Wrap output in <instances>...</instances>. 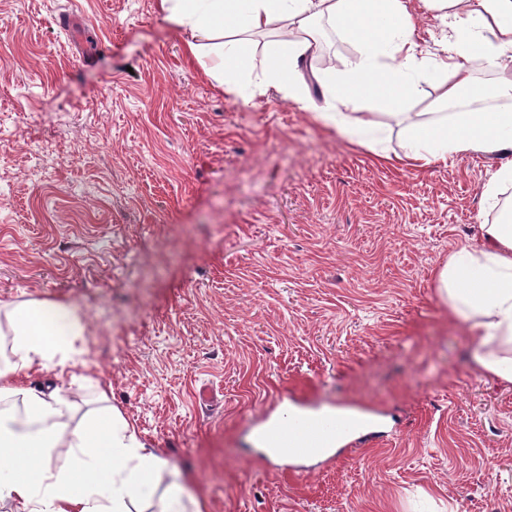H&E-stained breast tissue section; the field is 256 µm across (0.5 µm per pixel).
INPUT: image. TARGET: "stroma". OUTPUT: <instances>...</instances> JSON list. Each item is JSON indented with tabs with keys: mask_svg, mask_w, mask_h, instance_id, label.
<instances>
[{
	"mask_svg": "<svg viewBox=\"0 0 512 512\" xmlns=\"http://www.w3.org/2000/svg\"><path fill=\"white\" fill-rule=\"evenodd\" d=\"M189 39L160 0H0V357L10 309L73 306L31 383L111 408L187 512H512V387L435 283L512 153L379 160ZM290 394L399 430L297 476L254 437Z\"/></svg>",
	"mask_w": 512,
	"mask_h": 512,
	"instance_id": "obj_1",
	"label": "stroma"
}]
</instances>
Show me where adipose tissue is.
Returning a JSON list of instances; mask_svg holds the SVG:
<instances>
[{"instance_id": "ef3b65f1", "label": "adipose tissue", "mask_w": 512, "mask_h": 512, "mask_svg": "<svg viewBox=\"0 0 512 512\" xmlns=\"http://www.w3.org/2000/svg\"><path fill=\"white\" fill-rule=\"evenodd\" d=\"M171 21L191 34L192 56L214 54L224 84L262 71L270 85L323 125L351 141H367L377 123L367 107L383 104L401 126L404 160L426 164L469 153L512 152V78L502 59L512 50V0H420L448 21L442 54L423 57L413 38L411 0H162ZM357 41L344 69L316 75L324 104L304 92L300 61L320 50L321 18ZM278 28L282 38L256 58L250 34ZM481 61L498 72L500 104L492 112H450L448 103L477 86L468 68ZM443 74L436 112H419L423 72ZM357 114L344 116L339 108ZM436 283L450 311L473 336L472 359L481 372L512 384V224H491L482 245L452 253ZM12 360L0 363V502L15 512H130L131 504L157 502V512H186L180 486L156 496L163 459L130 432L125 421L103 414L68 427L60 419L69 402L60 389L21 382L35 367H49L82 334L68 304L32 300L9 314ZM67 463L57 466L58 455Z\"/></svg>"}]
</instances>
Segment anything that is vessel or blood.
<instances>
[{
	"label": "vessel or blood",
	"mask_w": 512,
	"mask_h": 512,
	"mask_svg": "<svg viewBox=\"0 0 512 512\" xmlns=\"http://www.w3.org/2000/svg\"><path fill=\"white\" fill-rule=\"evenodd\" d=\"M381 432L376 414L364 407L348 415L315 416L301 406L288 423L263 428L260 440L274 458L287 462L289 472L298 474L305 462L331 457L334 449L355 446L362 438Z\"/></svg>",
	"instance_id": "vessel-or-blood-1"
}]
</instances>
